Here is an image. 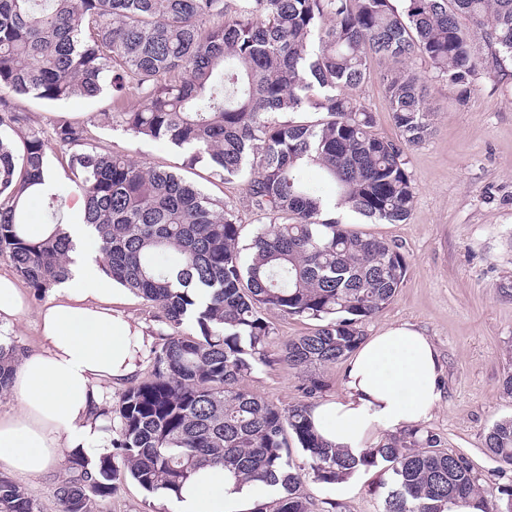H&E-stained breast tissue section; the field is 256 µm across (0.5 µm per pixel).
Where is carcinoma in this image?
I'll return each mask as SVG.
<instances>
[{"label": "carcinoma", "instance_id": "cac0c4a2", "mask_svg": "<svg viewBox=\"0 0 512 512\" xmlns=\"http://www.w3.org/2000/svg\"><path fill=\"white\" fill-rule=\"evenodd\" d=\"M373 57L388 65L398 141L375 133L373 113L353 94ZM418 58L465 105L481 76L512 63V0H0V131L17 137L0 136V258L37 298L68 274L76 244L57 213L54 230L31 239L18 206L45 181L56 145L84 197L81 223L99 242L103 273L156 306L172 329L152 350L149 377L115 408L120 428L110 444L120 462L71 458L57 488L61 512H96L126 478L149 494L176 493L206 466L282 489L254 512H311L292 440L329 486L385 465L392 487L383 512H448L478 492L470 458L442 449L430 430L408 428L356 459L316 433L308 404L285 410L243 384L265 363L267 313L316 321L283 344L288 368L335 364L402 285L408 266L399 248L335 211L407 219L415 187L405 149L430 135L433 116L425 77L412 67ZM106 72L118 94L104 119L134 138L170 142L187 168L204 163L223 181L249 173L247 194L269 224L247 256L238 215L224 201L113 153L65 116L47 136L14 101L96 98ZM308 167L335 184L334 203L303 180ZM16 356L14 345L0 344V393ZM485 449L512 466V417L493 423ZM487 502L486 512H512V488ZM0 512H38L3 474Z\"/></svg>", "mask_w": 512, "mask_h": 512}]
</instances>
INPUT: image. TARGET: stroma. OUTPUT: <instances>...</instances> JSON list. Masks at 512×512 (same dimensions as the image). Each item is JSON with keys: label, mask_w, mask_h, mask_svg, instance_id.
<instances>
[{"label": "stroma", "mask_w": 512, "mask_h": 512, "mask_svg": "<svg viewBox=\"0 0 512 512\" xmlns=\"http://www.w3.org/2000/svg\"><path fill=\"white\" fill-rule=\"evenodd\" d=\"M415 67L428 78L433 128L420 145L405 152L415 199L404 222L387 224L348 210L336 216L353 229L399 246L407 274L393 300L362 329L373 336L391 325L409 323L428 336L443 365V401L426 421L451 453L467 454L480 489L512 486V467L486 454L484 436L492 424L512 416V398L503 396L504 376L512 372V67L494 78L478 80L465 105H455L447 84L431 77L424 62ZM384 64L369 60L358 94L376 120V130L394 140ZM113 88L104 83L101 97L62 102L19 99L33 127L50 129L60 115L91 124L97 139L112 151L181 173L210 197L235 207L242 224L241 245H248L267 218L255 210L243 180L221 181L205 168H183L181 150L150 138L135 139L121 127L102 121ZM274 333L267 361L245 381L266 401L288 408L304 401V377L280 361L284 341L307 333L313 323L270 314ZM301 469L312 512H382L389 480L382 468L365 469L353 494L337 497L316 480L309 458L291 446ZM98 512H173L171 501L123 481Z\"/></svg>", "instance_id": "stroma-1"}]
</instances>
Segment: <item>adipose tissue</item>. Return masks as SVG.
Returning a JSON list of instances; mask_svg holds the SVG:
<instances>
[{
  "mask_svg": "<svg viewBox=\"0 0 512 512\" xmlns=\"http://www.w3.org/2000/svg\"><path fill=\"white\" fill-rule=\"evenodd\" d=\"M120 302L110 278L76 268L39 308L37 344L19 355L13 373L17 403L0 414V470L35 479L66 455L107 454L100 386L134 378L150 344ZM442 375L427 336L408 323L388 327L358 347L344 371L343 396L313 405L312 422L329 444L362 456L379 433L430 418L442 402ZM272 493L207 468L174 495L173 512H244Z\"/></svg>",
  "mask_w": 512,
  "mask_h": 512,
  "instance_id": "obj_1",
  "label": "adipose tissue"
}]
</instances>
